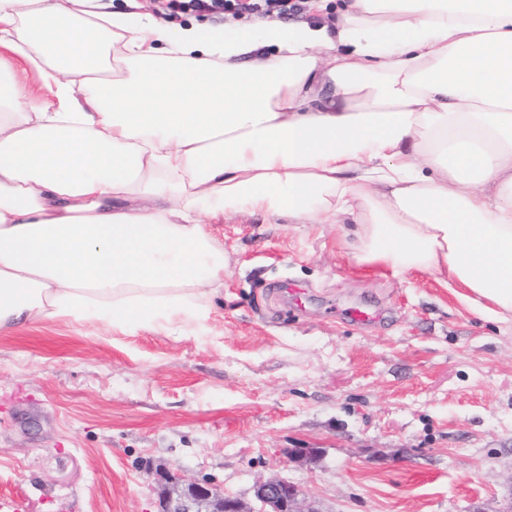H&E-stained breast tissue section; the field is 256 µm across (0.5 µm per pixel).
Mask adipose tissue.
<instances>
[{"label":"adipose tissue","instance_id":"adipose-tissue-1","mask_svg":"<svg viewBox=\"0 0 512 512\" xmlns=\"http://www.w3.org/2000/svg\"><path fill=\"white\" fill-rule=\"evenodd\" d=\"M86 4L0 0V332L201 331L226 265L206 226L240 212L355 224L357 264L512 321V0L228 31Z\"/></svg>","mask_w":512,"mask_h":512}]
</instances>
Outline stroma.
Here are the masks:
<instances>
[{
  "mask_svg": "<svg viewBox=\"0 0 512 512\" xmlns=\"http://www.w3.org/2000/svg\"><path fill=\"white\" fill-rule=\"evenodd\" d=\"M209 230L203 334L0 333V512H155L158 469L248 503L278 475L315 512H512V324L439 275L357 265L350 224Z\"/></svg>",
  "mask_w": 512,
  "mask_h": 512,
  "instance_id": "1",
  "label": "stroma"
}]
</instances>
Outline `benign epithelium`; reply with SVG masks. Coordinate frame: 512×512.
<instances>
[{
	"instance_id": "benign-epithelium-1",
	"label": "benign epithelium",
	"mask_w": 512,
	"mask_h": 512,
	"mask_svg": "<svg viewBox=\"0 0 512 512\" xmlns=\"http://www.w3.org/2000/svg\"><path fill=\"white\" fill-rule=\"evenodd\" d=\"M158 477L165 485L158 512H317L306 507L297 485L279 476L255 484L254 498L260 503L256 511L240 498L225 494L223 487L211 481L183 479L168 471Z\"/></svg>"
}]
</instances>
